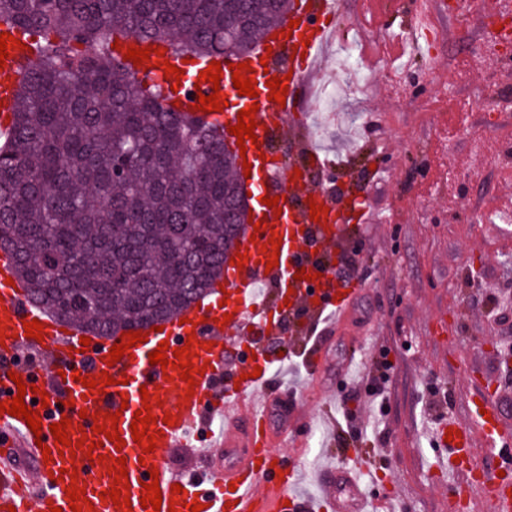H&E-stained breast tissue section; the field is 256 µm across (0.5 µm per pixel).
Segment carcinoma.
I'll use <instances>...</instances> for the list:
<instances>
[{
	"label": "carcinoma",
	"mask_w": 512,
	"mask_h": 512,
	"mask_svg": "<svg viewBox=\"0 0 512 512\" xmlns=\"http://www.w3.org/2000/svg\"><path fill=\"white\" fill-rule=\"evenodd\" d=\"M290 0H0V23L38 32L0 147V242L30 298L113 336L166 320L210 290L246 223L224 135L131 76L114 38L233 56ZM94 45L80 53L74 45Z\"/></svg>",
	"instance_id": "carcinoma-1"
}]
</instances>
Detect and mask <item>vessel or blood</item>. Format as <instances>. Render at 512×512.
<instances>
[{"mask_svg": "<svg viewBox=\"0 0 512 512\" xmlns=\"http://www.w3.org/2000/svg\"><path fill=\"white\" fill-rule=\"evenodd\" d=\"M339 0H293L292 18L298 19L291 37L263 38L240 62L252 70L256 96L240 95L234 87L230 58H221L223 68L219 86L201 83L199 73L210 65L209 59L165 53L152 56L151 66H130L136 77L148 76L155 82L177 86L174 97L179 110H189L197 95L220 91L228 105L223 111L205 114L207 123L227 130L238 123L242 109L258 105L254 115L255 142L247 143L246 159L251 165L253 222L260 230L254 240L244 242L238 253L247 255L244 267L226 265L222 273L223 291L210 293L199 306L181 311L163 321L162 331L144 328L146 342L131 347L128 357L110 363L108 354L117 337H93L88 352H78L83 328L65 323L28 297V283L15 271V257L0 249V330L6 340L0 346V402L17 393L14 376H21L30 391L24 397L41 419L40 434H33L24 418L0 413V512H50L51 507L72 512L65 484L57 480L60 470H76L77 486L86 490L93 512H187V504L202 505L203 512H286L298 508L307 499L299 489L297 469L278 473L273 467V447L277 441L268 422L266 404L272 390L281 382L274 369L283 359L279 349L270 345L283 323H291L297 335L305 336L315 324L349 308L360 294L364 282L356 275H338L345 245L362 224L376 214L365 202L348 196L332 199L315 188L306 177L294 176L290 162L280 154L274 141L285 133L283 119L291 112L309 109L306 93L317 72L326 43L336 36ZM29 50H11L0 68V138L13 131L12 112L16 72ZM183 69L182 78H169L160 60ZM287 62L291 74L287 80L285 104L269 101L265 66ZM291 139L299 144L305 166L320 161V148L310 125L296 123ZM278 198L277 206L266 205V197ZM328 207L326 222H315L310 203ZM281 239L278 264L267 268L268 253L262 246L272 235ZM305 270V279H296L297 270ZM231 321H223V314ZM43 326L42 340L27 338L24 326L32 321ZM170 347H189L199 373L193 382L181 379L180 369H162L151 364L149 355L160 342ZM113 378L105 393L84 387L83 379ZM159 396L152 405L155 424L148 431L156 435V448L144 452L134 443L130 425L142 409L141 390ZM47 391L48 404H40V391ZM463 399L470 410L469 421L456 417L439 419L430 435L435 447L453 460L455 477L448 484L446 512H455L460 498L478 501L480 512H512V490L492 480H477L473 461L498 455L499 448L512 441L503 431L498 403L486 389H468ZM87 418H80V411ZM119 413L117 428L124 444L116 446L105 434L94 432L93 417L98 413ZM173 424H164L165 416ZM69 418L70 440L87 438L102 443L101 462L89 463L84 452L70 456L54 455L44 461L42 447L54 446L51 424ZM205 442L206 455L214 463L204 479L193 481L171 468L164 454L171 448ZM125 459L128 470L130 507L102 500L101 494L113 486L108 469L117 459ZM158 470L162 492L160 509L142 508L144 483L151 470ZM181 485L182 494L171 488Z\"/></svg>", "mask_w": 512, "mask_h": 512, "instance_id": "vessel-or-blood-1", "label": "vessel or blood"}]
</instances>
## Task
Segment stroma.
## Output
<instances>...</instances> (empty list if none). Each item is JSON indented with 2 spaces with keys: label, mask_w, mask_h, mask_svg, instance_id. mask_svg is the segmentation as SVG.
I'll return each mask as SVG.
<instances>
[{
  "label": "stroma",
  "mask_w": 512,
  "mask_h": 512,
  "mask_svg": "<svg viewBox=\"0 0 512 512\" xmlns=\"http://www.w3.org/2000/svg\"><path fill=\"white\" fill-rule=\"evenodd\" d=\"M417 0H343L342 26H360V63L371 88L336 98L327 159L350 162L337 182L383 208L368 225L373 248L360 263L361 298L330 340L316 382L286 372L303 389L291 398L285 439L275 451L297 467L300 485L320 496V479L359 451L373 454L358 488L342 490L344 512H380L381 500L406 493L407 512H443L446 489L429 444L431 420L468 414L459 393L477 382L496 389L512 422V376L502 351L512 347V169L499 168L492 134L512 129V111H490L512 93V50L484 56L475 13L454 0H426L438 16L433 41L398 42L412 28ZM377 126L366 130L368 119ZM394 362L384 436L330 430L342 418L339 365H371L380 350Z\"/></svg>",
  "instance_id": "obj_1"
}]
</instances>
